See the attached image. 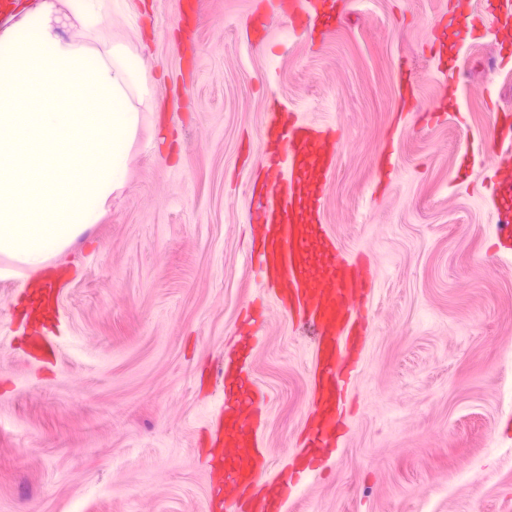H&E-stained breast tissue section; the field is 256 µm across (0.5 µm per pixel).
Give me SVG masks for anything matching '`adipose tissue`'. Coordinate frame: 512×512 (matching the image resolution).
<instances>
[{"mask_svg": "<svg viewBox=\"0 0 512 512\" xmlns=\"http://www.w3.org/2000/svg\"><path fill=\"white\" fill-rule=\"evenodd\" d=\"M109 18L107 0H36L0 31V255L36 271L125 185L153 95L131 43L94 47Z\"/></svg>", "mask_w": 512, "mask_h": 512, "instance_id": "ef3b65f1", "label": "adipose tissue"}]
</instances>
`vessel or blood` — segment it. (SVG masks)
I'll return each instance as SVG.
<instances>
[{
	"mask_svg": "<svg viewBox=\"0 0 512 512\" xmlns=\"http://www.w3.org/2000/svg\"><path fill=\"white\" fill-rule=\"evenodd\" d=\"M268 130L274 141V192L257 203L263 228L257 261L275 296L318 335L321 414L306 443L332 448L340 436L345 375L350 366L343 348L349 345L367 305L370 271L360 261L341 257L320 221L321 186L331 164L333 132L284 124L276 112L268 120ZM224 395V430L215 441L223 450L224 480L213 486L215 498L223 496L228 484L248 488L262 466L255 448L262 401L229 370L224 373Z\"/></svg>",
	"mask_w": 512,
	"mask_h": 512,
	"instance_id": "vessel-or-blood-1",
	"label": "vessel or blood"
}]
</instances>
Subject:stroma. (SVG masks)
Instances as JSON below:
<instances>
[{"label": "stroma", "instance_id": "stroma-1", "mask_svg": "<svg viewBox=\"0 0 512 512\" xmlns=\"http://www.w3.org/2000/svg\"><path fill=\"white\" fill-rule=\"evenodd\" d=\"M112 0L153 86L124 188L50 269L54 357L29 355L33 271L0 256V512H213L209 435L243 310L261 311L264 479L314 413L317 338L252 260L263 129L336 130L321 221L374 270L344 432L288 512H512V239L492 147L512 124V27L487 0Z\"/></svg>", "mask_w": 512, "mask_h": 512}]
</instances>
